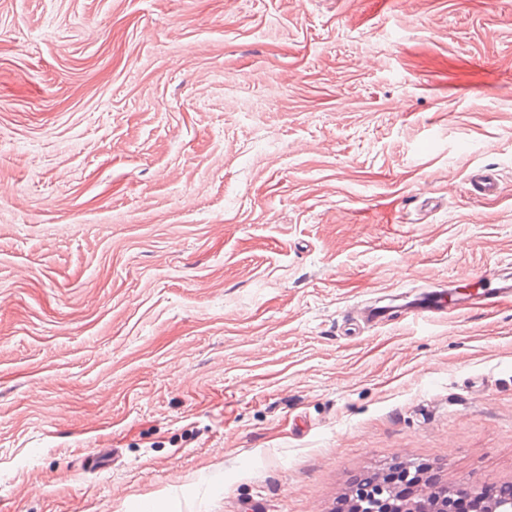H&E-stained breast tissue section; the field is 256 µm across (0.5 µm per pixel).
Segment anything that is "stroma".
<instances>
[{
	"label": "stroma",
	"mask_w": 512,
	"mask_h": 512,
	"mask_svg": "<svg viewBox=\"0 0 512 512\" xmlns=\"http://www.w3.org/2000/svg\"><path fill=\"white\" fill-rule=\"evenodd\" d=\"M0 187V512L512 484V301L360 324L512 263V0H0Z\"/></svg>",
	"instance_id": "stroma-1"
}]
</instances>
